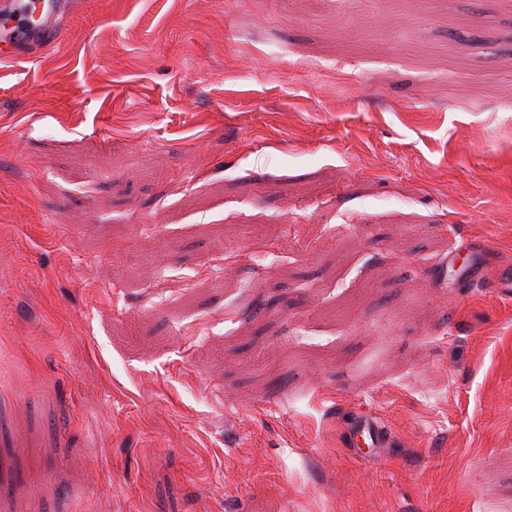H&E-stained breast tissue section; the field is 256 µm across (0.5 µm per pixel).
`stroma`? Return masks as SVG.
I'll return each mask as SVG.
<instances>
[{
  "instance_id": "35a3bbf8",
  "label": "stroma",
  "mask_w": 512,
  "mask_h": 512,
  "mask_svg": "<svg viewBox=\"0 0 512 512\" xmlns=\"http://www.w3.org/2000/svg\"><path fill=\"white\" fill-rule=\"evenodd\" d=\"M65 25L0 60V512H512V0ZM352 427L370 440L373 448H382L388 441L386 434L382 431L378 422L372 417H360L352 423Z\"/></svg>"
}]
</instances>
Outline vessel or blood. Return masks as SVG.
I'll return each mask as SVG.
<instances>
[{
  "instance_id": "vessel-or-blood-1",
  "label": "vessel or blood",
  "mask_w": 512,
  "mask_h": 512,
  "mask_svg": "<svg viewBox=\"0 0 512 512\" xmlns=\"http://www.w3.org/2000/svg\"><path fill=\"white\" fill-rule=\"evenodd\" d=\"M75 7V0H0V58L25 59L59 41ZM353 427L371 447L388 441L374 418H358Z\"/></svg>"
}]
</instances>
